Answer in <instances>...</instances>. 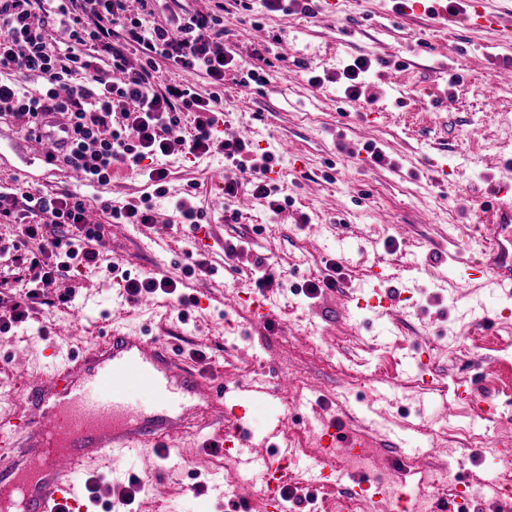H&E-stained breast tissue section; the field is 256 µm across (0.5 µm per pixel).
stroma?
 <instances>
[{"mask_svg":"<svg viewBox=\"0 0 512 512\" xmlns=\"http://www.w3.org/2000/svg\"><path fill=\"white\" fill-rule=\"evenodd\" d=\"M442 23L407 16L394 0H315L312 13L271 11L265 0H224V47L262 80L241 91L240 73L229 71L214 87L193 70L162 75L200 94L218 93L224 122L249 139L256 156L272 155V178L286 204L271 212L256 198L248 211L224 194L230 165L223 155L187 154L172 144L156 167L166 169L162 214L155 224H117L103 204L123 205L152 193L146 177L115 167L109 184L93 191L91 223L108 242L106 266L72 270L56 283L70 294L65 305H42L0 332V383L12 398L0 399V419L23 409L28 376L39 370L43 350L80 351L102 340L112 325L171 343L182 357L221 372L225 379L264 375L270 391L247 398L245 426L254 442L282 439L283 429L345 422L368 406L388 426L411 425L414 458L404 491L430 505L441 491L421 485L427 470L492 472L490 443L512 436V324L486 327L483 316L511 303L488 285L482 269L489 253L475 237L490 235L499 214L489 192L512 172V41L491 29L465 24L467 0H453ZM361 56L372 67L360 79L358 99L347 98L343 72ZM385 154L375 164L364 143ZM297 150L300 162L289 158ZM49 193L87 194L76 170L47 164L42 144L21 120L0 116V186ZM194 208L200 225L181 223L178 205ZM208 245H201V238ZM22 237L18 225L0 224V316H9L25 290L12 257ZM118 267L119 276L109 273ZM271 269L277 286L256 290L258 266ZM405 292L393 315L358 309L347 294L371 287ZM179 280L192 298L178 317L170 298L150 304L132 299L124 277ZM334 287L315 297L306 284L326 277ZM262 292L273 306L268 323L255 325L247 298ZM464 349L451 355L448 342ZM429 349L433 388H424L413 355ZM287 386H280V378ZM491 397L497 412L478 425L484 442L453 432L466 420L460 386ZM222 439L213 429L184 435L163 457L146 448L107 461L85 479L88 512H238L224 481ZM316 449L288 460L287 486L302 496L304 512L339 503L340 486H317L308 471ZM137 486L130 504L113 495V483Z\"/></svg>","mask_w":512,"mask_h":512,"instance_id":"1","label":"stroma"}]
</instances>
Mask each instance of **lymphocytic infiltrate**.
<instances>
[{
    "mask_svg": "<svg viewBox=\"0 0 512 512\" xmlns=\"http://www.w3.org/2000/svg\"><path fill=\"white\" fill-rule=\"evenodd\" d=\"M150 2L138 0L134 13L127 0H0V115L23 120L28 136L50 138V161L100 185L111 182L114 165L139 170L143 160L168 154L170 137L184 135L189 153L218 149L240 175H249L252 195L281 211L267 168L250 159V142L217 140L222 99L158 74L164 63L223 85L235 58L224 49L222 0L213 11L163 25L143 22ZM131 52L141 57L139 67H129ZM30 75L42 81L38 92L23 85ZM59 114L67 117L60 126ZM88 206L71 193L0 187V223L20 225L23 237L43 242L39 252L16 257L27 290L11 320L0 322L1 331L26 319L34 305L49 304V288L73 264L103 261L106 240L101 225L87 223Z\"/></svg>",
    "mask_w": 512,
    "mask_h": 512,
    "instance_id": "1",
    "label": "lymphocytic infiltrate"
}]
</instances>
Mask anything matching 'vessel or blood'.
I'll return each instance as SVG.
<instances>
[{"instance_id":"b4317fda","label":"vessel or blood","mask_w":512,"mask_h":512,"mask_svg":"<svg viewBox=\"0 0 512 512\" xmlns=\"http://www.w3.org/2000/svg\"><path fill=\"white\" fill-rule=\"evenodd\" d=\"M468 21L512 39V16L489 12L486 0H471ZM496 232L495 262L488 272L495 284L512 281V252ZM138 380L154 396L150 408L133 407L129 380ZM263 379L229 383L176 355L169 343L120 329L93 347L68 354L27 386L28 413L19 421L0 422V512H81L83 477L103 461L140 448L167 453L170 442L194 426L196 415L226 423L225 442L258 478L281 485L282 461L293 455L288 445L275 446L264 460L246 456L251 439L243 425L241 401L263 390ZM321 447L351 453L357 440L345 424H326Z\"/></svg>"}]
</instances>
